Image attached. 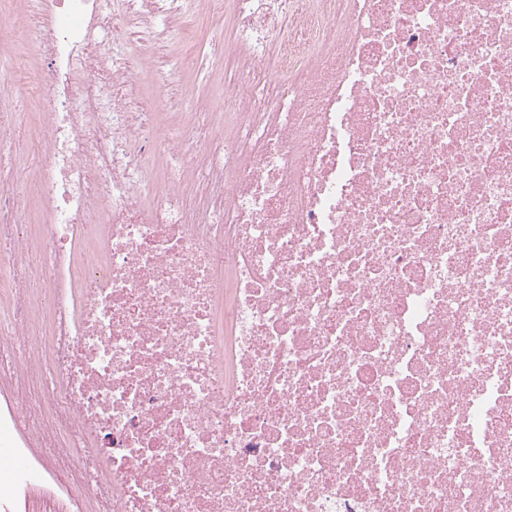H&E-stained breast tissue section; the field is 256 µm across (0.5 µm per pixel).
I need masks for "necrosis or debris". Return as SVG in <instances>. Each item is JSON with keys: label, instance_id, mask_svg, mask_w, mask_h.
<instances>
[{"label": "necrosis or debris", "instance_id": "4bbe7bcc", "mask_svg": "<svg viewBox=\"0 0 512 512\" xmlns=\"http://www.w3.org/2000/svg\"><path fill=\"white\" fill-rule=\"evenodd\" d=\"M16 3L20 452L84 512H512V0ZM228 28L233 111L197 97L206 127L169 133L147 59L189 32L223 59ZM14 140L16 144L19 164L18 168L13 172V177L15 182L22 186L32 179V170L35 168L36 164L31 150L29 117L21 118L18 126L14 131Z\"/></svg>", "mask_w": 512, "mask_h": 512}]
</instances>
